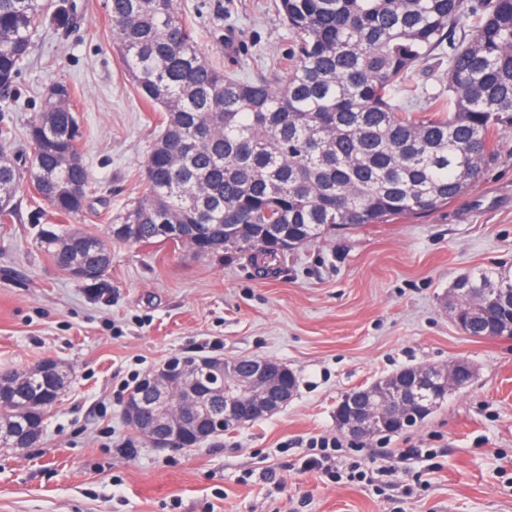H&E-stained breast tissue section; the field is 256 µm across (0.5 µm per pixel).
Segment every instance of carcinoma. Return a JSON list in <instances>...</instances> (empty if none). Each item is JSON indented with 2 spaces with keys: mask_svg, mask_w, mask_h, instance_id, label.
I'll return each mask as SVG.
<instances>
[{
  "mask_svg": "<svg viewBox=\"0 0 512 512\" xmlns=\"http://www.w3.org/2000/svg\"><path fill=\"white\" fill-rule=\"evenodd\" d=\"M49 0H0V89L26 65ZM114 44L139 97L165 114L147 157L144 191L112 219L129 238L55 224L36 248L58 262L61 244L84 262L111 263L119 243L192 246L219 241L240 224L252 251L272 228L296 244L336 227L386 224L434 212L460 197L498 159L512 130V0H278L294 44L288 67L272 79L227 75L200 51L175 0H107ZM469 37L455 41L457 29ZM448 53V95L425 101L408 87L417 67ZM67 86L50 88L43 112L28 124L20 165L0 150V194L23 182L61 218L83 215L75 189L91 179L77 157L79 118ZM458 279L472 289L460 300L465 335L512 336V307H486L480 289H512V271L473 268ZM46 391L14 374L0 394V428H17L9 448H25L24 426Z\"/></svg>",
  "mask_w": 512,
  "mask_h": 512,
  "instance_id": "obj_1",
  "label": "carcinoma"
}]
</instances>
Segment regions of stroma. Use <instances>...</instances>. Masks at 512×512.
<instances>
[{
  "mask_svg": "<svg viewBox=\"0 0 512 512\" xmlns=\"http://www.w3.org/2000/svg\"><path fill=\"white\" fill-rule=\"evenodd\" d=\"M46 20L11 94L15 159L47 89L70 85L91 173L79 224L105 234L142 191L158 113L113 44L105 0ZM199 50L239 78L276 73L292 41L275 0H178ZM0 223V374L53 359L69 382L40 444L0 448V512H512V337L466 336L444 302L456 277L512 269V132L468 192L424 216L331 231L263 274L233 251L116 243L101 285L78 282L35 246L56 223L31 187ZM173 355L269 359L297 379L276 414L203 444L160 449L123 418L135 379ZM461 359L471 384L415 427L358 441L342 396L405 367ZM339 438L338 478L300 469ZM386 466L349 480L353 462Z\"/></svg>",
  "mask_w": 512,
  "mask_h": 512,
  "instance_id": "1",
  "label": "stroma"
}]
</instances>
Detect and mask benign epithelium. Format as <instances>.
Instances as JSON below:
<instances>
[{
	"label": "benign epithelium",
	"instance_id": "obj_1",
	"mask_svg": "<svg viewBox=\"0 0 512 512\" xmlns=\"http://www.w3.org/2000/svg\"><path fill=\"white\" fill-rule=\"evenodd\" d=\"M276 237L263 242L282 254L289 249L288 230L276 229ZM64 272L73 279L100 278L105 268L91 270L78 261L67 260ZM30 372L50 382L41 408V421L61 397L68 372L54 360H44ZM473 374L464 360L449 365L419 368L402 379L392 375L349 392L338 411V426L357 440L370 439L389 431L397 421H407L423 404L429 390L451 393L459 388V376ZM292 373L283 365L256 360L245 375L233 363L211 357H171L144 375L137 389L124 401V417L135 428H146L147 439L157 448L180 449L191 439L199 444L209 436L233 431L288 405L296 388Z\"/></svg>",
	"mask_w": 512,
	"mask_h": 512
}]
</instances>
